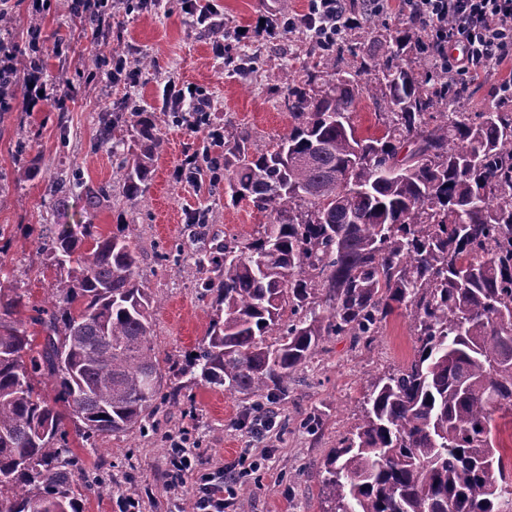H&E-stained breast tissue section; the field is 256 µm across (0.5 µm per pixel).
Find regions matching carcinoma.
Segmentation results:
<instances>
[{"instance_id": "obj_1", "label": "carcinoma", "mask_w": 512, "mask_h": 512, "mask_svg": "<svg viewBox=\"0 0 512 512\" xmlns=\"http://www.w3.org/2000/svg\"><path fill=\"white\" fill-rule=\"evenodd\" d=\"M425 42L406 29L361 60L381 74L378 136L358 134L363 88L341 52L309 72L319 90L288 87L292 123L272 146L252 151L224 125V195L269 220L196 259L216 273L196 287L217 301L184 372L260 410L330 337L367 346L396 311L411 321L414 359L366 380L322 464L326 512H512L497 422L512 416V110L467 112L465 88L434 90L445 79ZM410 44L413 67L400 62ZM158 122L136 113L139 144L117 171L130 201L151 181ZM116 129L97 130L114 150ZM93 228L40 243L65 273L43 305L0 287L5 512H81L68 427L85 442L143 431L161 398L167 360L138 253Z\"/></svg>"}]
</instances>
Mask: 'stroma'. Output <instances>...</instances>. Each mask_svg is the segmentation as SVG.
<instances>
[{
  "label": "stroma",
  "instance_id": "35a3bbf8",
  "mask_svg": "<svg viewBox=\"0 0 512 512\" xmlns=\"http://www.w3.org/2000/svg\"><path fill=\"white\" fill-rule=\"evenodd\" d=\"M306 9V0H196L191 13L182 0H159L133 11L118 4L111 27L93 31L75 20L71 0H45L38 14L30 0H0V18L7 23L0 34L23 46L30 27L39 26L42 80L68 91L63 107L44 104L28 111L18 105L0 114V225L11 229L10 237L0 239V262L14 285L26 289L30 304L39 306L56 283V270L39 254L36 231L51 234L89 222L96 232L130 237L139 273L156 301L153 341L171 365L153 430L110 434L92 445L70 436L83 512H121L129 494L138 496L143 512H186L195 482L173 491L165 478L170 441L179 437L206 472L230 466L244 453L259 460V467L242 470L237 485L249 512H323L321 465L359 413L366 379L414 358L410 322L400 312L388 318L371 347L332 337L292 377L287 395L271 407L274 427L263 433L237 426L253 414L248 396L211 390L183 373L215 304L195 286L200 276L195 255L223 248L225 239L253 235L266 216L248 202L232 203L223 186L178 171L204 148L223 153L209 133L226 122H233L254 150L287 131L288 87L306 83L307 65L319 61L305 34L283 28L287 18ZM201 11L214 12L222 22L220 42L198 22ZM350 15L353 23L342 39L348 47L389 44L411 25L399 0H390L379 15L355 2ZM116 51L136 68L134 80L108 79ZM170 82L205 94L206 126L192 129L174 111L163 110ZM110 110L122 113L120 127L128 134L135 113L164 114L152 179L134 203L123 194L111 147L97 141L101 117ZM20 140L28 143V158L40 169L23 182L12 158ZM74 173L86 186H109L95 208L87 207L81 193H48L50 180ZM196 211L205 212L206 223H189ZM314 412L322 415L321 424L301 429V420Z\"/></svg>",
  "mask_w": 512,
  "mask_h": 512
}]
</instances>
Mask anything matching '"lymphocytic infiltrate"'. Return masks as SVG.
Listing matches in <instances>:
<instances>
[{
	"label": "lymphocytic infiltrate",
	"instance_id": "obj_1",
	"mask_svg": "<svg viewBox=\"0 0 512 512\" xmlns=\"http://www.w3.org/2000/svg\"><path fill=\"white\" fill-rule=\"evenodd\" d=\"M409 18L421 20L429 40V61L435 72L451 80H474L512 60V0H401ZM299 23L312 40L332 44L349 28L344 0H309ZM196 478V512H224L232 506L238 476L226 468L199 473L196 454L182 441H172L168 487L178 489Z\"/></svg>",
	"mask_w": 512,
	"mask_h": 512
}]
</instances>
